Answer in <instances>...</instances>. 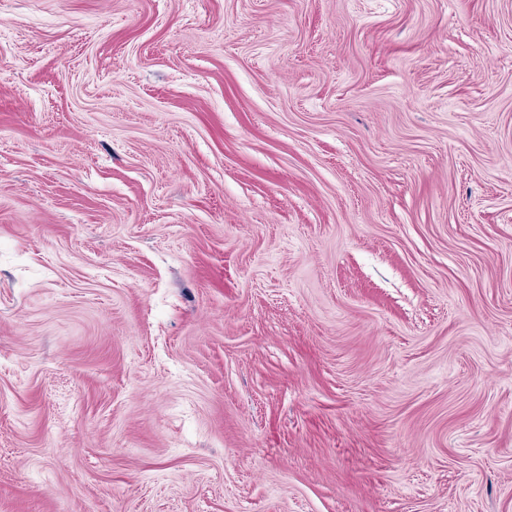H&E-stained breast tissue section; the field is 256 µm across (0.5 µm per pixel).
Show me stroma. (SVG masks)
I'll list each match as a JSON object with an SVG mask.
<instances>
[{
  "instance_id": "35a3bbf8",
  "label": "stroma",
  "mask_w": 512,
  "mask_h": 512,
  "mask_svg": "<svg viewBox=\"0 0 512 512\" xmlns=\"http://www.w3.org/2000/svg\"><path fill=\"white\" fill-rule=\"evenodd\" d=\"M0 512H512V0H0Z\"/></svg>"
}]
</instances>
